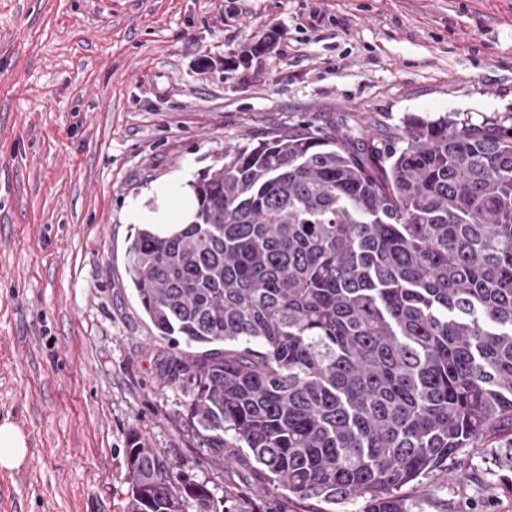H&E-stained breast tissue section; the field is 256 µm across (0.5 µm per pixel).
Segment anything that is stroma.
Here are the masks:
<instances>
[{"label":"stroma","mask_w":512,"mask_h":512,"mask_svg":"<svg viewBox=\"0 0 512 512\" xmlns=\"http://www.w3.org/2000/svg\"><path fill=\"white\" fill-rule=\"evenodd\" d=\"M453 112H512V0H0V422L29 439L0 512H124L133 432L242 512H312L196 437L124 208L289 126ZM501 476L496 449L464 448L403 492L410 512H512Z\"/></svg>","instance_id":"stroma-1"}]
</instances>
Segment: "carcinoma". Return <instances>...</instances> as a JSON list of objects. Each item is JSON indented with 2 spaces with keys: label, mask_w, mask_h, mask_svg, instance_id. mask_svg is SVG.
<instances>
[{
  "label": "carcinoma",
  "mask_w": 512,
  "mask_h": 512,
  "mask_svg": "<svg viewBox=\"0 0 512 512\" xmlns=\"http://www.w3.org/2000/svg\"><path fill=\"white\" fill-rule=\"evenodd\" d=\"M512 123L411 115L382 139L305 127L224 151L194 220L140 224L128 274L164 373L266 491L409 512L401 489L501 449L512 494ZM125 512H241L127 442Z\"/></svg>",
  "instance_id": "carcinoma-1"
}]
</instances>
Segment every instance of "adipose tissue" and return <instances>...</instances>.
I'll return each instance as SVG.
<instances>
[{"label":"adipose tissue","instance_id":"ef3b65f1","mask_svg":"<svg viewBox=\"0 0 512 512\" xmlns=\"http://www.w3.org/2000/svg\"><path fill=\"white\" fill-rule=\"evenodd\" d=\"M194 207L195 200L189 189L182 187L179 175L175 174L130 199L125 218L132 224H152L168 232L189 223Z\"/></svg>","mask_w":512,"mask_h":512}]
</instances>
